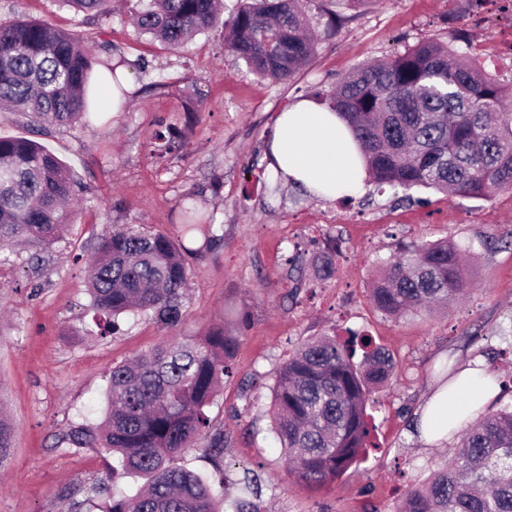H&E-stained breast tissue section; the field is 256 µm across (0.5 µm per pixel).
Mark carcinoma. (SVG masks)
Listing matches in <instances>:
<instances>
[{"label": "carcinoma", "instance_id": "1", "mask_svg": "<svg viewBox=\"0 0 512 512\" xmlns=\"http://www.w3.org/2000/svg\"><path fill=\"white\" fill-rule=\"evenodd\" d=\"M94 18H112V0H56ZM309 0H243L224 21V48L262 78L292 80L314 56L304 4ZM222 0H136L128 7L135 32L175 50L213 27ZM453 41L421 42L361 67L327 97L348 124L377 187L402 192L424 187L452 196L489 200L512 189V113L505 90ZM112 44L93 55L74 33L49 24L0 21V108L28 118L48 135L85 119L97 93L94 71L117 78ZM80 184L41 143L0 137V256L15 247H48L77 216L69 202ZM212 218L184 206L181 236L140 224L106 231L87 264L96 335L115 331L119 317L146 314L160 328L183 321L188 257L217 247ZM336 251L312 260L319 278L331 276ZM470 291L462 249L453 242L404 245L375 276L370 297L390 317L431 313ZM237 337L222 327L181 338L122 361L109 372L103 419L72 426L76 448L112 453V476L148 479L133 495L106 496V512H220L230 486L234 512H261V488L250 471L233 479L226 469L202 476L178 464L193 443L222 457L229 437L209 409L235 364ZM393 374L388 355L368 336H316L299 345L274 372L272 430L290 472L308 483L334 480L367 448L366 407ZM454 456L423 483L404 492L395 512H512V404L451 431ZM14 426L0 411V464L8 459Z\"/></svg>", "mask_w": 512, "mask_h": 512}]
</instances>
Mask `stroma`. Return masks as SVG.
<instances>
[{"mask_svg":"<svg viewBox=\"0 0 512 512\" xmlns=\"http://www.w3.org/2000/svg\"><path fill=\"white\" fill-rule=\"evenodd\" d=\"M125 0L111 21L84 20L55 0H0V19L41 20L79 34L89 47L111 42L133 87L123 111L101 89L100 118L89 126L38 133L27 118L0 112V136L44 144L84 186L78 216L60 241L0 264V408L15 424L0 466V512H104L88 503L104 478L106 453L64 440L77 423L102 417L113 364L146 354L174 336L221 325L239 338L232 374L210 410L231 439L224 462L234 476L257 472L268 512H386L405 490L451 458L453 442L422 446L415 413L438 384L447 359L488 354L512 403V190L488 201L448 198L420 188L400 200L392 189L316 198L285 184L267 158L278 112L307 98L324 102L357 67L423 41H448L467 16L471 54L512 90V11L504 0H370L345 10L335 29L310 9L316 54L294 83L261 78L224 49L215 26L177 50L137 37ZM214 213L223 236L190 260L184 321L176 331L127 316L118 333L94 335L85 263L98 236L115 224H141L179 236L185 195ZM450 240L469 253L471 290L435 317L393 319L379 312L370 281L400 245ZM336 245L335 270L315 278L292 270L294 249ZM354 330L392 358L389 383L373 393L371 446L343 476L310 485L290 474L272 431L270 385L278 365L305 340Z\"/></svg>","mask_w":512,"mask_h":512,"instance_id":"35a3bbf8","label":"stroma"}]
</instances>
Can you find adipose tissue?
I'll return each mask as SVG.
<instances>
[{"label": "adipose tissue", "instance_id": "adipose-tissue-1", "mask_svg": "<svg viewBox=\"0 0 512 512\" xmlns=\"http://www.w3.org/2000/svg\"><path fill=\"white\" fill-rule=\"evenodd\" d=\"M271 166L289 182L317 195L352 194L365 186L366 160L347 123L335 112L301 100L278 113L268 145ZM491 372L459 363L452 382L433 388L421 406L417 438L438 445L470 421L495 395Z\"/></svg>", "mask_w": 512, "mask_h": 512}]
</instances>
